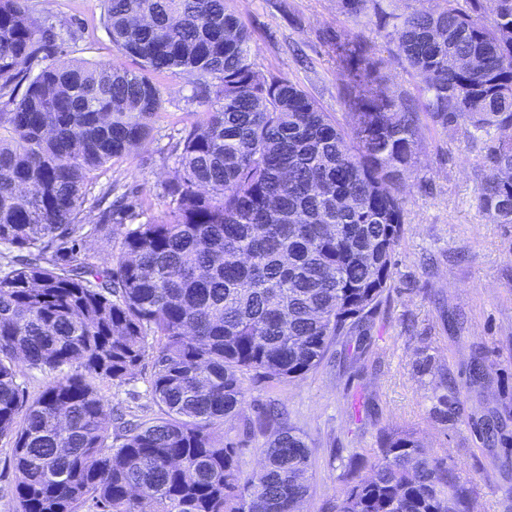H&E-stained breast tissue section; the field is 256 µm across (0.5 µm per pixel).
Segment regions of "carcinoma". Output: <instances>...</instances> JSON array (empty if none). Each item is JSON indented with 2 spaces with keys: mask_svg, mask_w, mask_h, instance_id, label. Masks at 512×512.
Instances as JSON below:
<instances>
[{
  "mask_svg": "<svg viewBox=\"0 0 512 512\" xmlns=\"http://www.w3.org/2000/svg\"><path fill=\"white\" fill-rule=\"evenodd\" d=\"M107 2L135 69L55 61L53 26L28 0H0V439L17 512H302L304 433L266 415L273 433L244 476L215 429L241 411L245 376L291 382L372 327L424 121L499 132L480 147L499 176L479 206L512 224V0L388 14L416 98L391 90L365 42L336 40L345 127L255 69L225 0ZM369 2L339 0L356 18ZM175 70L214 103L177 143L163 219L131 225L99 265L87 241L112 246V222L144 210L91 195L93 174L148 139ZM148 356L158 415L109 418L96 382L123 383ZM20 361L43 378L32 397ZM362 467L350 463L333 512H467L473 498L411 432H383Z\"/></svg>",
  "mask_w": 512,
  "mask_h": 512,
  "instance_id": "obj_1",
  "label": "carcinoma"
}]
</instances>
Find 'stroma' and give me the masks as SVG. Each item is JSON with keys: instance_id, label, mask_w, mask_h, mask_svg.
<instances>
[{"instance_id": "obj_1", "label": "stroma", "mask_w": 512, "mask_h": 512, "mask_svg": "<svg viewBox=\"0 0 512 512\" xmlns=\"http://www.w3.org/2000/svg\"><path fill=\"white\" fill-rule=\"evenodd\" d=\"M251 33L250 58L264 76L307 91L346 122L343 87L331 45L360 37L384 61L392 89L416 96V82L395 61L384 31L341 13L337 0H227ZM33 18L55 28L58 61L131 66L112 44L107 0H28ZM195 79L162 80L163 102L148 141L127 159L96 171L94 190L152 202L161 218L181 132L209 109ZM422 150L405 194V224L391 290L368 335L332 343L321 362L285 384L249 377L241 413L217 433L239 449L238 466L258 465L263 436L251 423L269 406L284 411L312 448L310 494L303 512H331L353 456L372 459L389 428L414 433L447 457L475 490L474 512H512V224L478 207L489 170L464 129L424 127ZM150 363L134 381L98 382L112 407L144 418L156 406L146 388Z\"/></svg>"}]
</instances>
